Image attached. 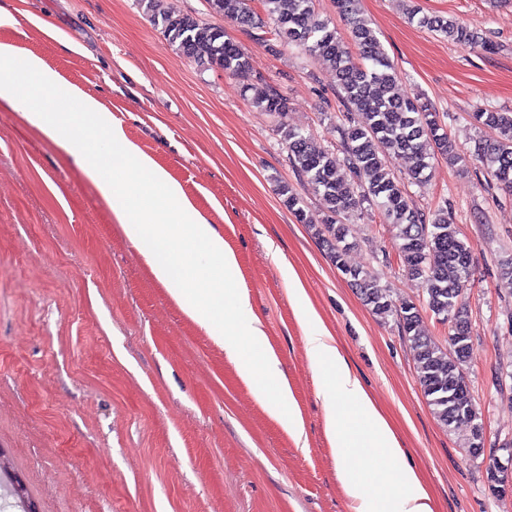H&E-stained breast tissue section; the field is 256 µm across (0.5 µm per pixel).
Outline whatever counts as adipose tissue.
Wrapping results in <instances>:
<instances>
[{
	"label": "adipose tissue",
	"instance_id": "1",
	"mask_svg": "<svg viewBox=\"0 0 512 512\" xmlns=\"http://www.w3.org/2000/svg\"><path fill=\"white\" fill-rule=\"evenodd\" d=\"M311 364L323 380L326 430L339 464L338 479L356 504V512H432L429 494L417 472L404 460L389 423L379 412L360 381L341 363L336 344L318 328L307 338ZM351 402L364 425L349 431L336 423L338 405ZM372 445L382 451V464L364 479L347 466L357 449Z\"/></svg>",
	"mask_w": 512,
	"mask_h": 512
}]
</instances>
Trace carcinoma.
Returning a JSON list of instances; mask_svg holds the SVG:
<instances>
[{"label": "carcinoma", "mask_w": 512, "mask_h": 512, "mask_svg": "<svg viewBox=\"0 0 512 512\" xmlns=\"http://www.w3.org/2000/svg\"><path fill=\"white\" fill-rule=\"evenodd\" d=\"M210 9L235 20L250 38L278 53L295 47L305 55L333 68L336 86L349 112L365 117L339 126L343 157L315 147L299 130L280 123L289 160L299 180L321 199L328 216L317 230L330 260L352 278L361 298L376 315L395 313L399 332L411 343L417 361V380L437 419L446 427L459 421L473 423L469 453L481 452L482 424L477 419L468 381L461 366L470 357L471 320L464 304L471 286L472 248L459 237L452 209L439 207L432 216L415 205L400 180L391 173L387 156L403 154L413 161L418 178L439 155L458 160L440 115L427 104L396 92L399 73L385 53L376 30L360 13L359 0H336L338 12L347 19L351 41L338 36L330 21L321 17L315 0H262L269 24L255 19L251 0H208ZM152 21L161 25L167 39L198 66L219 68L246 76L248 61L242 46L222 27L163 8V0H139ZM419 23L448 41L479 46L493 45L458 19L429 18ZM256 105L280 119L288 103L271 86L261 92ZM479 128L494 133L478 140L476 160L496 181L512 189V112L481 110L473 113ZM288 208L306 221L301 198L287 183L278 185ZM365 202L376 204L384 221L396 229L398 257L409 278L420 282L426 308L448 323V348L425 335L421 313L412 303L393 304L385 290L368 272L346 265L344 256L352 243L346 220ZM20 479L8 478L10 495L22 512H36L29 494L18 493Z\"/></svg>", "instance_id": "obj_1"}]
</instances>
